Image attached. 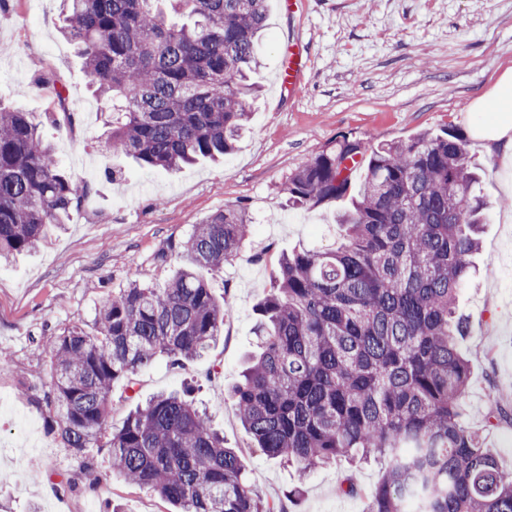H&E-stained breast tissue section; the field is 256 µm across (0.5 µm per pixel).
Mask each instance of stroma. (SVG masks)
<instances>
[{"instance_id":"1","label":"stroma","mask_w":512,"mask_h":512,"mask_svg":"<svg viewBox=\"0 0 512 512\" xmlns=\"http://www.w3.org/2000/svg\"><path fill=\"white\" fill-rule=\"evenodd\" d=\"M267 3L258 46L262 94L248 131L223 163L171 173L107 150L100 104L60 33L59 0H0V104L31 112L66 176L97 185L64 231L0 264V351L11 359L0 369V398L10 405L0 410V512H171L157 494L112 472L104 448L92 451L101 485L85 489L81 458L50 431V413L36 392L52 373L49 336L71 325L93 330L98 306L136 271H150L151 285L164 287L180 262L155 265L159 248L227 208L245 209L252 224L239 256L208 277L215 295H231L224 333L186 369L158 359L139 377L140 397L187 393L208 411L225 446L238 449L258 495L286 503L288 512H363L383 465L339 459L299 476L256 448L227 397L256 350L257 308L280 256L331 246L343 232L335 222L338 204L291 207L282 188L345 135L375 145L450 131L467 141L487 211L473 258L477 274L458 303L469 322L460 345L471 369L466 420L500 467L512 471V163L487 155L473 138L489 119L474 111L475 102L512 70V0H307L291 13L281 0ZM292 37L304 44L308 61L302 82L288 91L276 69ZM41 72L60 75L70 87L66 107L74 125L51 122L59 105L53 87L37 83ZM496 403L507 416L487 421ZM351 474L359 488L353 496L340 490ZM67 480L76 488L62 489ZM294 488L300 494L292 501Z\"/></svg>"}]
</instances>
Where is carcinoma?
<instances>
[{
  "instance_id": "obj_1",
  "label": "carcinoma",
  "mask_w": 512,
  "mask_h": 512,
  "mask_svg": "<svg viewBox=\"0 0 512 512\" xmlns=\"http://www.w3.org/2000/svg\"><path fill=\"white\" fill-rule=\"evenodd\" d=\"M62 34L109 112L106 144L141 167L177 171L231 153L257 92V38L266 0H62ZM467 143L422 133L371 145L342 137L288 177V205L346 198L337 247L282 255L259 304V355L229 392L267 456L307 475L338 457L388 466L365 512H512V473L465 425L470 366L457 348L458 295L472 276L484 204ZM96 191L73 183L28 112L0 105V258L36 250ZM230 208L169 238L157 265L183 266L162 288L148 272L107 298L94 332L48 339L50 429L85 457L106 448L112 469L178 512H286L261 498L237 451L205 411L177 393L136 402L122 424L101 426L109 394L128 398L162 356L182 368L222 335L229 290L217 300L199 270L219 272L249 233Z\"/></svg>"
}]
</instances>
